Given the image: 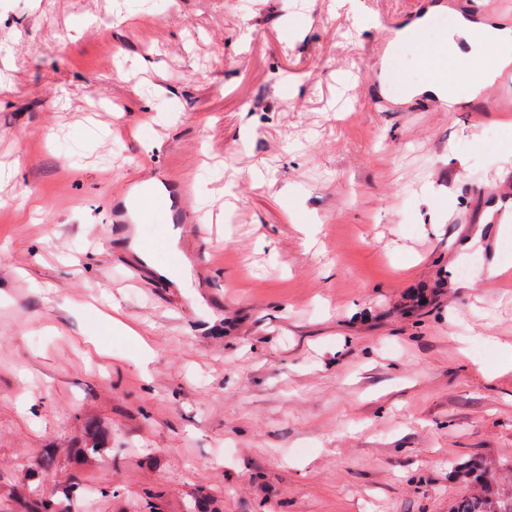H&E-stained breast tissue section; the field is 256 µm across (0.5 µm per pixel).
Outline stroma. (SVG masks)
<instances>
[{
    "label": "stroma",
    "mask_w": 512,
    "mask_h": 512,
    "mask_svg": "<svg viewBox=\"0 0 512 512\" xmlns=\"http://www.w3.org/2000/svg\"><path fill=\"white\" fill-rule=\"evenodd\" d=\"M258 5L0 0V482L127 492L76 512H192L200 487L219 512H448L449 462L512 461V372L483 373L512 286L462 272L507 265L512 73L451 111L422 89L442 0H378L365 32L334 0ZM384 38L417 93L377 79ZM157 174L194 187L213 298L112 235L114 179ZM91 423L112 458L73 470Z\"/></svg>",
    "instance_id": "obj_1"
}]
</instances>
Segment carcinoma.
I'll use <instances>...</instances> for the list:
<instances>
[{"mask_svg": "<svg viewBox=\"0 0 512 512\" xmlns=\"http://www.w3.org/2000/svg\"><path fill=\"white\" fill-rule=\"evenodd\" d=\"M112 448L102 437L92 434L88 441L76 450L77 459L94 457L110 458ZM452 480L475 484L477 494L458 500L450 512H512V463L474 459L453 462L448 466ZM84 484L72 481L44 494L38 488L29 490L23 498L22 512H69L68 506L83 500Z\"/></svg>", "mask_w": 512, "mask_h": 512, "instance_id": "1", "label": "carcinoma"}]
</instances>
